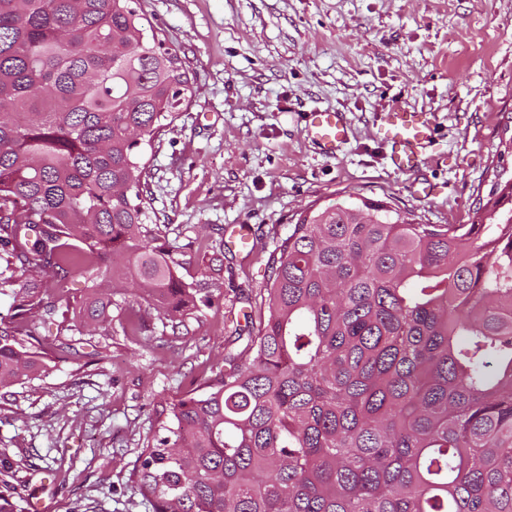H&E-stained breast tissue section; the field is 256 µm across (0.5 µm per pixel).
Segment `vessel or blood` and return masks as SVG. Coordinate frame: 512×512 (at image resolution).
I'll return each instance as SVG.
<instances>
[{
  "instance_id": "vessel-or-blood-1",
  "label": "vessel or blood",
  "mask_w": 512,
  "mask_h": 512,
  "mask_svg": "<svg viewBox=\"0 0 512 512\" xmlns=\"http://www.w3.org/2000/svg\"><path fill=\"white\" fill-rule=\"evenodd\" d=\"M305 122L308 139L324 154H336L349 138L350 128L343 112L315 110L307 113ZM381 139L389 148L388 160L394 170H413L434 157L433 117L409 106H392L382 117ZM224 243L233 249L250 248L249 226L234 224L226 228Z\"/></svg>"
}]
</instances>
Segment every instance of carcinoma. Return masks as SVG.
<instances>
[{"label":"carcinoma","instance_id":"1","mask_svg":"<svg viewBox=\"0 0 512 512\" xmlns=\"http://www.w3.org/2000/svg\"><path fill=\"white\" fill-rule=\"evenodd\" d=\"M136 2L0 0V391L70 348L36 319L82 332L115 309L137 336L126 288L174 330L214 301L216 247L169 243L145 193L141 140L191 87ZM491 194L471 224L303 212L242 348L161 403L175 425L142 449L135 492L154 512H512V178Z\"/></svg>","mask_w":512,"mask_h":512}]
</instances>
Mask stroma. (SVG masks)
I'll list each match as a JSON object with an SVG mask.
<instances>
[{
    "mask_svg": "<svg viewBox=\"0 0 512 512\" xmlns=\"http://www.w3.org/2000/svg\"><path fill=\"white\" fill-rule=\"evenodd\" d=\"M186 62L192 96L144 145L148 191L170 240L253 227L251 252L225 250L223 299L173 336L148 312L82 337L78 366L57 360L0 396V454L20 512H153L131 473L158 432L163 399L199 386L247 336V298L268 256L310 206L379 200L423 224L471 223L499 171L512 175V0H138ZM433 114L436 158L392 169L377 137L383 112ZM314 109L347 113L336 155L307 139ZM432 184L431 195L417 193Z\"/></svg>",
    "mask_w": 512,
    "mask_h": 512,
    "instance_id": "1",
    "label": "stroma"
}]
</instances>
